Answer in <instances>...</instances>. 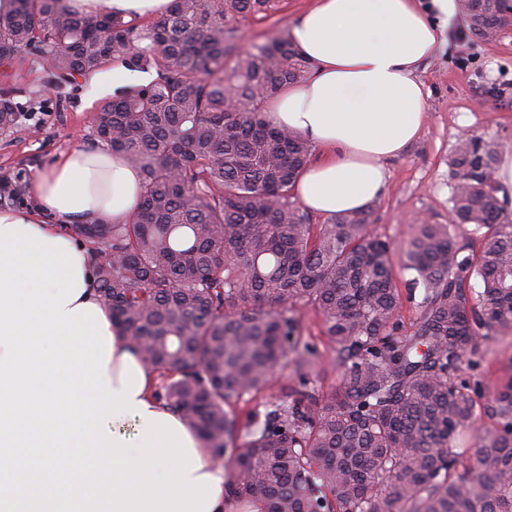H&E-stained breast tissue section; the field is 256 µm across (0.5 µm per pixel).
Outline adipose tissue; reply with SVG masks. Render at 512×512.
<instances>
[{"instance_id":"obj_1","label":"adipose tissue","mask_w":512,"mask_h":512,"mask_svg":"<svg viewBox=\"0 0 512 512\" xmlns=\"http://www.w3.org/2000/svg\"><path fill=\"white\" fill-rule=\"evenodd\" d=\"M171 0H77L127 19ZM313 0L288 35L308 73L267 105L274 126L320 147L294 193L311 212L361 210L428 112L421 68L458 0ZM140 172L72 150L31 185L36 212L0 210V512H242L204 443L151 395L152 374L101 304L85 247L59 225L126 223ZM140 425L129 437L127 421Z\"/></svg>"}]
</instances>
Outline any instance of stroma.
<instances>
[{"instance_id": "obj_1", "label": "stroma", "mask_w": 512, "mask_h": 512, "mask_svg": "<svg viewBox=\"0 0 512 512\" xmlns=\"http://www.w3.org/2000/svg\"><path fill=\"white\" fill-rule=\"evenodd\" d=\"M312 0H272L263 14L231 20L243 42L286 35L293 18L308 9ZM467 67H458V58ZM430 95L425 126L399 157L390 159L384 193L374 202L372 229L402 249L414 224L429 220L447 223L452 182L449 162L463 136L501 144L512 143V22L493 40L473 36L464 18L451 20L445 41L422 75ZM14 92L15 100L39 118L7 133H0V185L18 191L10 200L14 209L34 205L30 181L49 169L69 151L91 147L89 133L94 113L113 86L97 90L90 80L78 86L50 88L46 72L35 64L0 63V91ZM300 323L325 371L319 391H327L337 379L336 352L323 333V322L314 310L301 309Z\"/></svg>"}]
</instances>
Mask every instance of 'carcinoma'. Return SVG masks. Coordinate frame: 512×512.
<instances>
[{
  "mask_svg": "<svg viewBox=\"0 0 512 512\" xmlns=\"http://www.w3.org/2000/svg\"><path fill=\"white\" fill-rule=\"evenodd\" d=\"M270 0H172L147 21L66 0H12L0 62L35 63L57 86L108 67L149 73L99 105L94 140L140 171L134 220L79 224L112 324L156 373L155 398L223 460L226 494L259 512H512V377L475 360L479 339L512 335V223L498 148L461 141L450 161L453 222L414 225L395 255L373 207L313 224L292 198L311 145L265 119L308 63L286 37L240 50L228 21ZM481 39L506 0H462ZM22 109L0 95V131ZM484 232L480 250L458 232ZM107 258L98 259L100 250ZM422 289L406 329L395 265ZM479 278L483 291L468 284ZM323 321L338 383L298 314ZM293 365L299 389L240 428L233 405ZM495 424L475 432L479 411Z\"/></svg>",
  "mask_w": 512,
  "mask_h": 512,
  "instance_id": "cac0c4a2",
  "label": "carcinoma"
}]
</instances>
